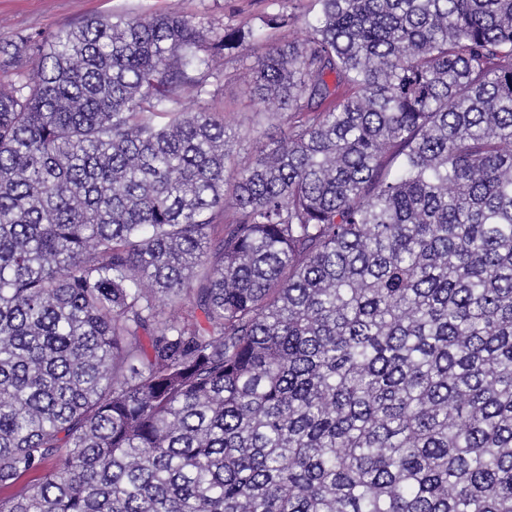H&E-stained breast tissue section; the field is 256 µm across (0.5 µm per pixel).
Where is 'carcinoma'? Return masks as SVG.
Instances as JSON below:
<instances>
[{
	"mask_svg": "<svg viewBox=\"0 0 512 512\" xmlns=\"http://www.w3.org/2000/svg\"><path fill=\"white\" fill-rule=\"evenodd\" d=\"M282 3L0 47V512H512V0ZM308 30L302 21L292 27L266 29L257 40L246 42L234 58L224 59V71L214 85L212 91L213 109L224 112V124L228 131L235 134L232 144L233 158L237 165H247L268 142L269 137H280V131L286 129L282 122L280 129L265 116L255 112L258 107L251 93L249 67L254 60L263 55L271 44L296 42L303 43L308 37Z\"/></svg>",
	"mask_w": 512,
	"mask_h": 512,
	"instance_id": "carcinoma-1",
	"label": "carcinoma"
}]
</instances>
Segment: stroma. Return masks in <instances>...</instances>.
I'll return each mask as SVG.
<instances>
[{"instance_id":"1","label":"stroma","mask_w":512,"mask_h":512,"mask_svg":"<svg viewBox=\"0 0 512 512\" xmlns=\"http://www.w3.org/2000/svg\"><path fill=\"white\" fill-rule=\"evenodd\" d=\"M268 0H0V46L31 36L47 40L85 21L122 14L146 18L178 12L193 22L214 27L254 26L266 11ZM303 23L265 30L259 39L246 42L237 56L224 62L223 73L211 88L212 107L224 115L237 165H247L268 142L279 136L278 127L256 112L249 67L275 43L304 42Z\"/></svg>"}]
</instances>
